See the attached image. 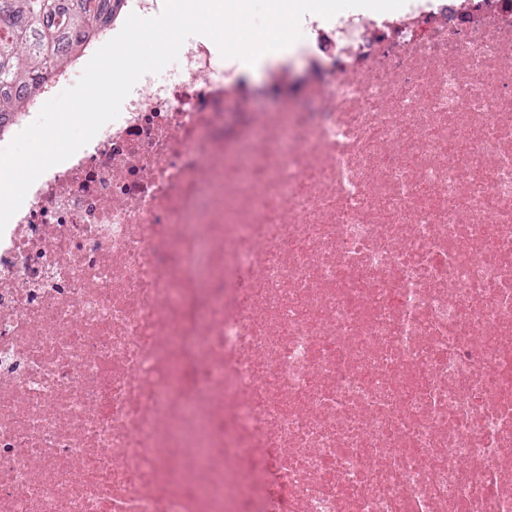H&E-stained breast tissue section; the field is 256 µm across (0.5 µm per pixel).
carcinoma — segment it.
<instances>
[{
	"mask_svg": "<svg viewBox=\"0 0 512 512\" xmlns=\"http://www.w3.org/2000/svg\"><path fill=\"white\" fill-rule=\"evenodd\" d=\"M122 0H76L62 10L58 0H0V91L34 90L57 65L64 48L75 52L92 30L115 18ZM18 100L0 94V130L15 116Z\"/></svg>",
	"mask_w": 512,
	"mask_h": 512,
	"instance_id": "1",
	"label": "carcinoma"
}]
</instances>
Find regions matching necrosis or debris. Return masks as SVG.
<instances>
[{"instance_id": "4bbe7bcc", "label": "necrosis or debris", "mask_w": 512, "mask_h": 512, "mask_svg": "<svg viewBox=\"0 0 512 512\" xmlns=\"http://www.w3.org/2000/svg\"><path fill=\"white\" fill-rule=\"evenodd\" d=\"M305 28L263 87L190 41L0 234V512H512V0Z\"/></svg>"}]
</instances>
